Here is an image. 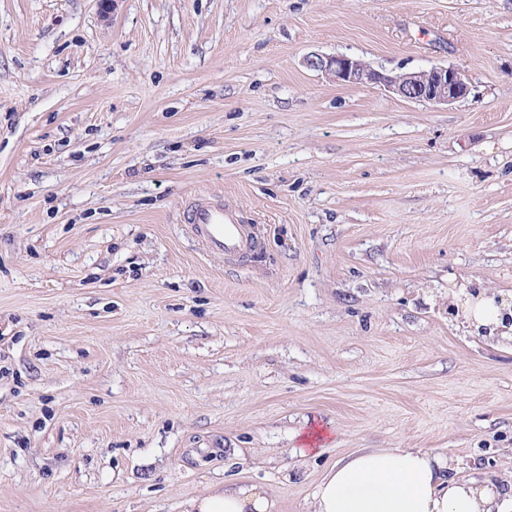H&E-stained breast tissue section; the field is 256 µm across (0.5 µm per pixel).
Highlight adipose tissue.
I'll return each mask as SVG.
<instances>
[{
	"label": "adipose tissue",
	"mask_w": 512,
	"mask_h": 512,
	"mask_svg": "<svg viewBox=\"0 0 512 512\" xmlns=\"http://www.w3.org/2000/svg\"><path fill=\"white\" fill-rule=\"evenodd\" d=\"M254 485L189 499L185 512H276ZM310 512H512V493L492 480L453 474L436 450L361 448L336 461L318 483Z\"/></svg>",
	"instance_id": "adipose-tissue-1"
}]
</instances>
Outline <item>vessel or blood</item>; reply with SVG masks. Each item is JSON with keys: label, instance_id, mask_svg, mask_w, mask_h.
<instances>
[{"label": "vessel or blood", "instance_id": "1", "mask_svg": "<svg viewBox=\"0 0 512 512\" xmlns=\"http://www.w3.org/2000/svg\"><path fill=\"white\" fill-rule=\"evenodd\" d=\"M183 218L198 242L211 253L234 257L253 245L248 225L242 224L236 213L221 202L193 196L184 208Z\"/></svg>", "mask_w": 512, "mask_h": 512}]
</instances>
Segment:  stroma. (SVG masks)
I'll return each mask as SVG.
<instances>
[{
  "mask_svg": "<svg viewBox=\"0 0 512 512\" xmlns=\"http://www.w3.org/2000/svg\"><path fill=\"white\" fill-rule=\"evenodd\" d=\"M464 71L465 100L307 54ZM222 199L260 247L181 224ZM512 0H0V512H308L360 448L512 479ZM335 434L294 457L309 424ZM304 63L336 84L382 86L404 99L436 106L452 105L470 94L467 75L452 66L389 75L351 56L319 53L307 55ZM495 299L496 295L491 294V296L484 297L476 302H469L466 306L462 308V311H460L459 314L462 315L465 321L469 322L471 325L472 323L475 324V327L477 329L479 328L480 325L489 326V329L493 327L492 325H494V328H491L490 330L491 335L492 333H494V329L496 328V326L499 325L498 318L500 314V309L510 308V306H508L507 303L499 297L497 298V304L499 305H496L494 302ZM488 328L482 327L481 332L487 335ZM184 512H278L277 501L268 492L255 485L225 486L189 499Z\"/></svg>",
  "mask_w": 512,
  "mask_h": 512,
  "instance_id": "stroma-1",
  "label": "stroma"
}]
</instances>
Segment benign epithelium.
<instances>
[{"label": "benign epithelium", "mask_w": 512, "mask_h": 512, "mask_svg": "<svg viewBox=\"0 0 512 512\" xmlns=\"http://www.w3.org/2000/svg\"><path fill=\"white\" fill-rule=\"evenodd\" d=\"M304 63L340 85L382 86L404 99L436 106L452 105L470 94L467 75L452 66L389 75L351 56L319 53L307 55Z\"/></svg>", "instance_id": "1"}]
</instances>
